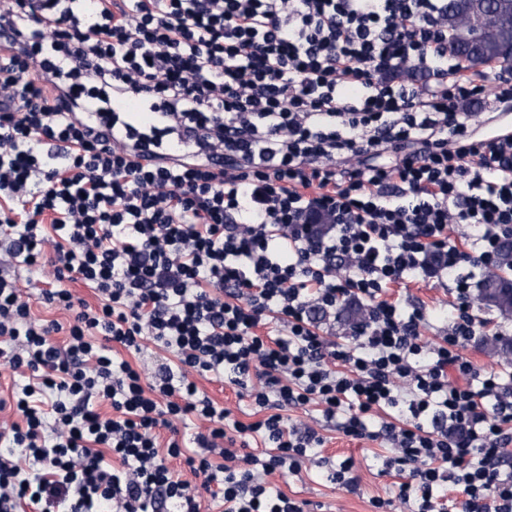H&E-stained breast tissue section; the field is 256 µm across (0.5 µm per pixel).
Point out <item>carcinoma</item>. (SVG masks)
Listing matches in <instances>:
<instances>
[{"instance_id": "1", "label": "carcinoma", "mask_w": 512, "mask_h": 512, "mask_svg": "<svg viewBox=\"0 0 512 512\" xmlns=\"http://www.w3.org/2000/svg\"><path fill=\"white\" fill-rule=\"evenodd\" d=\"M488 12L492 22L482 35L472 37L464 20ZM448 51L468 68L474 63H512V0H448ZM477 300L502 316L512 317V240L502 242L496 271L481 281ZM492 354L512 363V338L497 337L491 342Z\"/></svg>"}]
</instances>
